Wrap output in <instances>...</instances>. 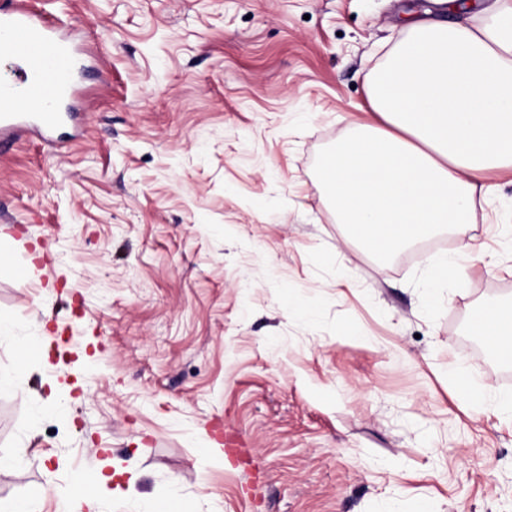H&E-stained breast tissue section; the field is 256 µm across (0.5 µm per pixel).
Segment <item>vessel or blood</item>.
<instances>
[{
  "label": "vessel or blood",
  "mask_w": 512,
  "mask_h": 512,
  "mask_svg": "<svg viewBox=\"0 0 512 512\" xmlns=\"http://www.w3.org/2000/svg\"><path fill=\"white\" fill-rule=\"evenodd\" d=\"M0 50L18 62L13 79L0 81V146L22 131L53 142L77 117L72 100L85 73L83 52L26 0H0ZM24 100L29 109L21 108Z\"/></svg>",
  "instance_id": "1"
}]
</instances>
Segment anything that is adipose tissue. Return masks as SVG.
<instances>
[{
    "instance_id": "obj_1",
    "label": "adipose tissue",
    "mask_w": 512,
    "mask_h": 512,
    "mask_svg": "<svg viewBox=\"0 0 512 512\" xmlns=\"http://www.w3.org/2000/svg\"><path fill=\"white\" fill-rule=\"evenodd\" d=\"M471 22L409 19L365 77L374 119L336 143L318 176L339 223L372 254L471 223L493 171L512 169V0H448ZM493 354L512 362V304L482 309Z\"/></svg>"
}]
</instances>
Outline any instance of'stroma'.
Returning <instances> with one entry per match:
<instances>
[{
    "label": "stroma",
    "mask_w": 512,
    "mask_h": 512,
    "mask_svg": "<svg viewBox=\"0 0 512 512\" xmlns=\"http://www.w3.org/2000/svg\"><path fill=\"white\" fill-rule=\"evenodd\" d=\"M93 48L86 115L0 149V503L133 466L177 512H512V393L473 328L512 300V175L474 221L381 259L326 202L325 152L365 121L364 77L432 0H34ZM476 248L459 279L431 257ZM40 248V274L20 267ZM433 281V280H432ZM307 307L288 313L289 299ZM42 352V341L39 337H34L22 344L18 348L17 357L13 367V374L4 376L0 372V395L13 394L17 395L22 391L21 386L17 382V374L24 372L32 360L39 359Z\"/></svg>",
    "instance_id": "1"
}]
</instances>
